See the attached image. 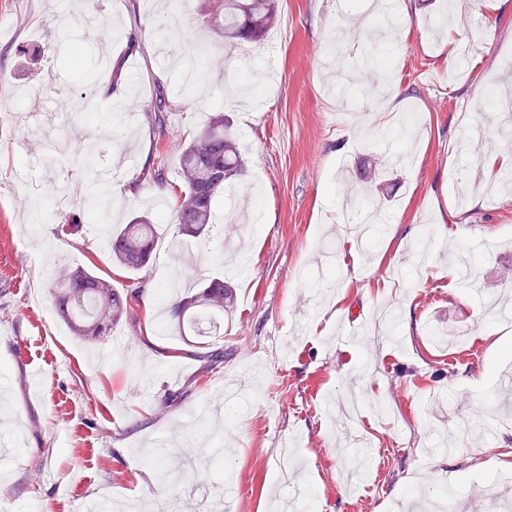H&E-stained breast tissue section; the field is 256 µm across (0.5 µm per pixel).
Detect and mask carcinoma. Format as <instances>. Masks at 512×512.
I'll return each instance as SVG.
<instances>
[{
  "label": "carcinoma",
  "mask_w": 512,
  "mask_h": 512,
  "mask_svg": "<svg viewBox=\"0 0 512 512\" xmlns=\"http://www.w3.org/2000/svg\"><path fill=\"white\" fill-rule=\"evenodd\" d=\"M211 26L224 37L257 41L275 24L277 0H209ZM224 112L212 114L207 125L184 143L178 157L182 186L173 209L172 220L178 233L196 240L199 247H211L210 228L217 198L224 183L245 172L246 164ZM162 217L134 215L127 224L110 228L108 235L112 260L127 272L143 270L152 257ZM194 286L173 295L167 306L166 323L184 342L202 348V335L195 329L201 314L216 321L224 318L232 288L222 277L211 279L192 275ZM139 290L119 289L112 281L86 268L65 272L53 289V302L60 318L72 333L85 339L108 336L124 318L134 316Z\"/></svg>",
  "instance_id": "obj_1"
}]
</instances>
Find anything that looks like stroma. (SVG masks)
Segmentation results:
<instances>
[{
	"mask_svg": "<svg viewBox=\"0 0 512 512\" xmlns=\"http://www.w3.org/2000/svg\"><path fill=\"white\" fill-rule=\"evenodd\" d=\"M206 0H0V390L19 447L0 452V512H269L311 495L323 512H512V338L491 296L512 298V192L488 199L468 142L503 138L485 96L512 83V0H383L404 35L338 28L356 0H278L274 79L255 84L262 43L226 50ZM101 26L80 60L55 40L54 13ZM106 57L107 69L97 60ZM169 101L165 136L149 122ZM134 118L116 123L115 103ZM216 110L228 115L246 171L225 188L212 252L158 227L138 274L113 264L107 227L173 209L177 150ZM380 166L372 182L363 174ZM111 169L109 206L68 196L32 224L51 185ZM165 171V184L149 174ZM376 205L373 246L337 213ZM468 252L474 281L453 275ZM224 275L233 304L207 370L165 331L160 291L184 268ZM83 266L142 287L138 323L76 339L51 294ZM126 340L125 347L112 343ZM182 398L169 405V394ZM447 440L451 449L434 448ZM165 444L166 473L152 465ZM368 447L370 455L359 452ZM483 449L482 469L468 459Z\"/></svg>",
	"mask_w": 512,
	"mask_h": 512,
	"instance_id": "stroma-1",
	"label": "stroma"
}]
</instances>
